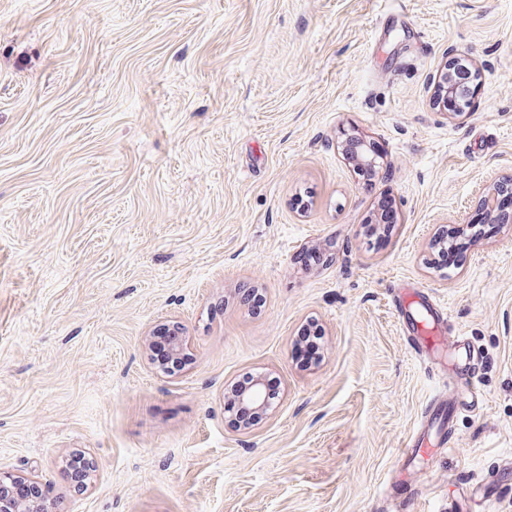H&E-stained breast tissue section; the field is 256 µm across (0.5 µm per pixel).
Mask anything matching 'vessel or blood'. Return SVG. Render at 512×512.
<instances>
[{
  "label": "vessel or blood",
  "instance_id": "1",
  "mask_svg": "<svg viewBox=\"0 0 512 512\" xmlns=\"http://www.w3.org/2000/svg\"><path fill=\"white\" fill-rule=\"evenodd\" d=\"M393 308L412 351L421 358L438 361L452 377V395L428 403L419 429L412 432L399 451L400 472L391 488L401 508H408L419 495V486L408 472L443 447L455 448L459 439L454 422L460 411V394L472 391L483 356L474 349H461L447 343L448 322L441 308L423 296L419 288L399 287Z\"/></svg>",
  "mask_w": 512,
  "mask_h": 512
}]
</instances>
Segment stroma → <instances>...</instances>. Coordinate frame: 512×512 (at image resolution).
Returning a JSON list of instances; mask_svg holds the SVG:
<instances>
[{"mask_svg": "<svg viewBox=\"0 0 512 512\" xmlns=\"http://www.w3.org/2000/svg\"><path fill=\"white\" fill-rule=\"evenodd\" d=\"M460 55L455 118L434 82ZM511 178L512 0H0V470L58 512H398V451L448 390L401 334L408 280L486 361L414 512H512V223L455 267L431 247ZM171 323L173 373L146 347ZM246 371L282 383L249 430L224 413ZM342 154L345 156L346 160L349 163L353 164L355 167L360 168L357 172V175L360 176L366 183L373 182V179L376 176V172L372 168H361L365 166H374L376 163V159L374 156L367 154L364 151H359L357 153H350L347 151L346 146L341 148ZM322 336L318 327L311 324L305 328L301 340L296 346V359L300 363L308 364L316 361L320 355Z\"/></svg>", "mask_w": 512, "mask_h": 512, "instance_id": "obj_1", "label": "stroma"}]
</instances>
